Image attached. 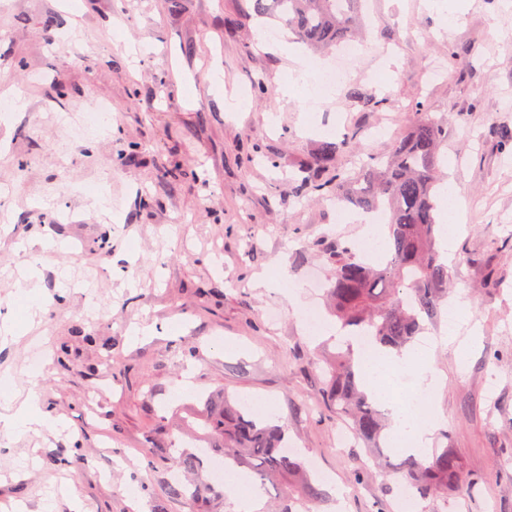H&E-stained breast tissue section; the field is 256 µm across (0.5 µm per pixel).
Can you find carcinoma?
Wrapping results in <instances>:
<instances>
[{"mask_svg":"<svg viewBox=\"0 0 512 512\" xmlns=\"http://www.w3.org/2000/svg\"><path fill=\"white\" fill-rule=\"evenodd\" d=\"M361 0H252L253 12L283 23L313 50L354 39L361 26ZM349 96L363 109L377 111L382 99L365 95L354 86ZM417 119L386 154L367 151L357 131L336 141H323L311 158L296 171L294 192L319 199L336 197L365 213L383 212L386 219L389 257L376 265L362 260L356 247L347 243L325 248L330 266L327 295L330 310L341 324L370 334L373 345L398 352L426 330L425 322L438 316L448 290V265L438 250V178L440 149L447 139L445 122L415 103ZM366 157L358 171L340 166L346 152ZM353 349L339 350L328 358L323 397L327 408L351 420L361 441L374 447L384 429L382 416L369 402L357 372ZM206 439L224 455V465L251 472L261 484L283 493L278 512H294L297 505L322 499V490L306 475L303 462L286 451V430L249 412L240 401L224 392L205 400L200 416ZM191 474L202 459L176 447L170 437L164 448L153 449ZM376 464L393 470L413 496L448 498V493L471 490L462 463L451 448H436L425 457L405 456L393 464L378 455ZM170 494L199 503L207 512L211 499L224 491L211 487L189 489L180 482Z\"/></svg>","mask_w":512,"mask_h":512,"instance_id":"cac0c4a2","label":"carcinoma"}]
</instances>
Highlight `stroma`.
Instances as JSON below:
<instances>
[{
    "mask_svg": "<svg viewBox=\"0 0 512 512\" xmlns=\"http://www.w3.org/2000/svg\"><path fill=\"white\" fill-rule=\"evenodd\" d=\"M459 5L445 29L424 0H363L368 48L312 109L284 95L294 65L260 48L269 21L242 0H0V99L24 92L0 121V325L28 328L0 341V391H39L60 422L0 434V512H193L150 450L219 389L275 404L324 492L310 512H400L397 480L362 444L337 445L346 423L321 398L335 336L314 337L262 280H325L322 246L363 238L294 194V162L349 130L387 151L416 99L446 121L461 225L448 253L468 258L448 270L467 303L455 330H428L432 445L479 480L417 512H512V154L494 134L512 127V0ZM353 86L386 107L362 111ZM96 103L105 130L72 138L60 115Z\"/></svg>",
    "mask_w": 512,
    "mask_h": 512,
    "instance_id": "stroma-1",
    "label": "stroma"
}]
</instances>
